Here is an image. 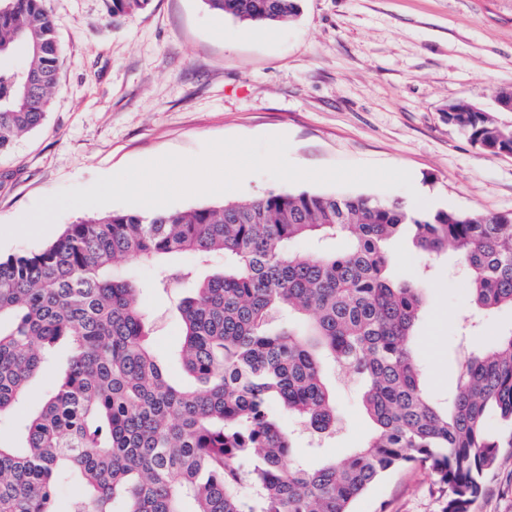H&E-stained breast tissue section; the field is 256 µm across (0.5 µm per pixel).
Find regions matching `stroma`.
<instances>
[{"mask_svg": "<svg viewBox=\"0 0 512 512\" xmlns=\"http://www.w3.org/2000/svg\"><path fill=\"white\" fill-rule=\"evenodd\" d=\"M62 50L59 80L41 124L0 154V226L18 221L41 198L91 186L97 178L166 154L199 155L206 142L283 135L288 158L305 169L338 164L407 170L413 187L334 186V193L398 198L420 194L429 208L512 213V154L485 153L448 121L466 102L499 111L512 89V0H301L279 25L242 23L205 0H150L143 11L112 19L103 0H43ZM87 207L63 212L41 237H15L0 256L54 241ZM140 289L149 344L172 380L186 375L177 354L183 336L173 294L157 273L123 261ZM430 275L422 291L417 355L432 401L456 391L459 360L512 332V309L481 317L482 334L459 330L471 313L466 274L454 254L428 260L397 249L393 271ZM336 400L335 434L296 432L297 462L318 466L360 447L371 433L362 384L326 370ZM55 374L33 377L23 402L0 420V440L21 431L52 388ZM427 469L391 471L352 505L353 512H442ZM475 512H512V455L484 480Z\"/></svg>", "mask_w": 512, "mask_h": 512, "instance_id": "35a3bbf8", "label": "stroma"}]
</instances>
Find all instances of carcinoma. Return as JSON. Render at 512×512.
I'll use <instances>...</instances> for the list:
<instances>
[{
    "label": "carcinoma",
    "mask_w": 512,
    "mask_h": 512,
    "mask_svg": "<svg viewBox=\"0 0 512 512\" xmlns=\"http://www.w3.org/2000/svg\"><path fill=\"white\" fill-rule=\"evenodd\" d=\"M241 22L278 24L299 0H205ZM118 18L149 0H104ZM0 153L38 126L60 67L42 0L0 7ZM32 87L26 88V82ZM448 122L482 150L512 153V125L473 106ZM401 239L427 257L451 248L470 304L512 308V213L428 211L397 200L269 193L219 207L83 217L38 252L0 259V418L29 379L62 364L17 450L0 443V512H352L382 475L433 471L443 512H472L484 478L512 448V333L459 362L449 410L421 383L413 349L422 296L390 272ZM317 248L297 255L292 245ZM344 247L328 249L332 241ZM224 255L204 278L180 263ZM135 257L164 290L188 288L177 310L180 360L196 384L173 383L151 353L139 291L119 268ZM363 382L368 441L316 468L291 462L283 408L305 429L336 431L325 366ZM498 416L505 433L494 436ZM80 493L64 506V481Z\"/></svg>",
    "instance_id": "cac0c4a2"
}]
</instances>
